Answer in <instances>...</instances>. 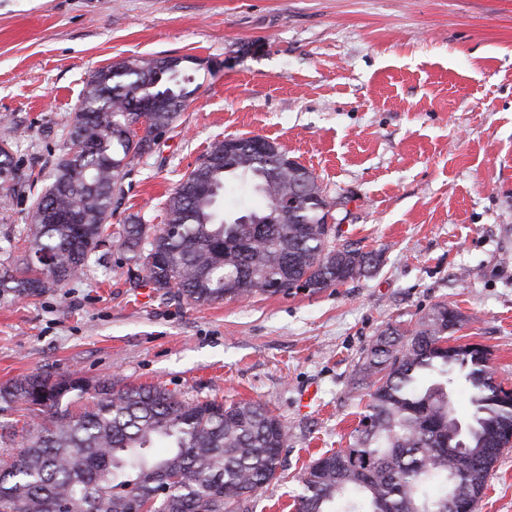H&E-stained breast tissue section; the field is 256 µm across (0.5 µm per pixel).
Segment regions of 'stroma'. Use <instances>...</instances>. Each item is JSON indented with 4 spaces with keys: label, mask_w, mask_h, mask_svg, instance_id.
<instances>
[{
    "label": "stroma",
    "mask_w": 512,
    "mask_h": 512,
    "mask_svg": "<svg viewBox=\"0 0 512 512\" xmlns=\"http://www.w3.org/2000/svg\"><path fill=\"white\" fill-rule=\"evenodd\" d=\"M168 56L192 101L135 161L112 231L162 223L215 141L261 136L317 176L336 244L379 265L199 305L130 287L126 253L103 248L78 280L0 297V385L76 372L267 405L290 440L251 512H295L304 472L346 447L366 403L356 366L388 326L448 303L468 318L457 343L485 346L512 388V0H0V140L20 173L49 177L95 71ZM32 201L0 189V268L27 255ZM477 512H512V448Z\"/></svg>",
    "instance_id": "1"
}]
</instances>
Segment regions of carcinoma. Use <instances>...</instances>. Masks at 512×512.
Masks as SVG:
<instances>
[{
	"mask_svg": "<svg viewBox=\"0 0 512 512\" xmlns=\"http://www.w3.org/2000/svg\"><path fill=\"white\" fill-rule=\"evenodd\" d=\"M170 58L120 60L87 81L68 131V151L33 213L80 215L79 224L34 222L28 258L0 274V296L25 298L83 274L88 257L112 243L109 221L133 161L174 128L191 92ZM170 104L137 140L142 102ZM257 137L226 138L176 187L165 222L126 218L120 247L134 263L130 284L150 285L196 304L288 293L305 279L318 293L363 276L380 256L332 245L329 203L313 172ZM243 182L255 203L228 214L224 194ZM22 178L0 145V185ZM267 232L257 233L259 225ZM465 317L446 303L414 328L390 326L364 351L356 387L368 403L346 447L317 458L296 512H453L448 486L477 509L486 479L512 445V389L493 380L488 351L450 346ZM462 390L470 419L458 417ZM90 395L83 412L72 396ZM35 421L6 437L0 512H249L248 502L276 478L288 430L261 404L183 401L160 385L100 383L70 374L33 375L0 386V413Z\"/></svg>",
	"mask_w": 512,
	"mask_h": 512,
	"instance_id": "carcinoma-1",
	"label": "carcinoma"
}]
</instances>
